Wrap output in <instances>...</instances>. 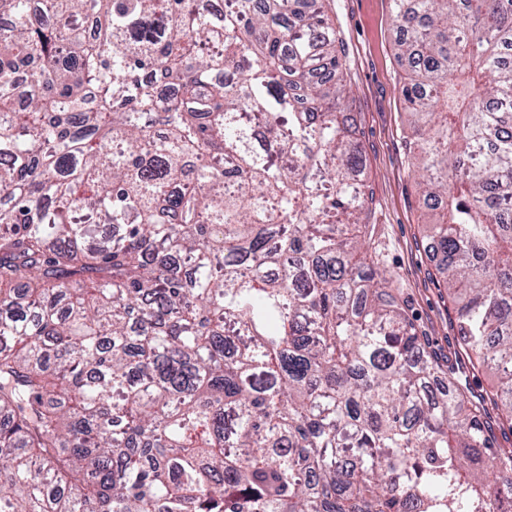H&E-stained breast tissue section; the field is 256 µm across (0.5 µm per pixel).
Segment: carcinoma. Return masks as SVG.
<instances>
[{"mask_svg": "<svg viewBox=\"0 0 512 512\" xmlns=\"http://www.w3.org/2000/svg\"><path fill=\"white\" fill-rule=\"evenodd\" d=\"M0 15V512H512V0H393L446 365L326 0Z\"/></svg>", "mask_w": 512, "mask_h": 512, "instance_id": "obj_1", "label": "carcinoma"}]
</instances>
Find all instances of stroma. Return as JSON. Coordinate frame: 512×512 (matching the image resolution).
<instances>
[{
  "label": "stroma",
  "mask_w": 512,
  "mask_h": 512,
  "mask_svg": "<svg viewBox=\"0 0 512 512\" xmlns=\"http://www.w3.org/2000/svg\"><path fill=\"white\" fill-rule=\"evenodd\" d=\"M389 0H331L345 49L349 96L373 200L377 241L419 335L439 360L456 349L457 322L436 261L428 252L426 210L411 168V131L394 43Z\"/></svg>",
  "instance_id": "35a3bbf8"
}]
</instances>
